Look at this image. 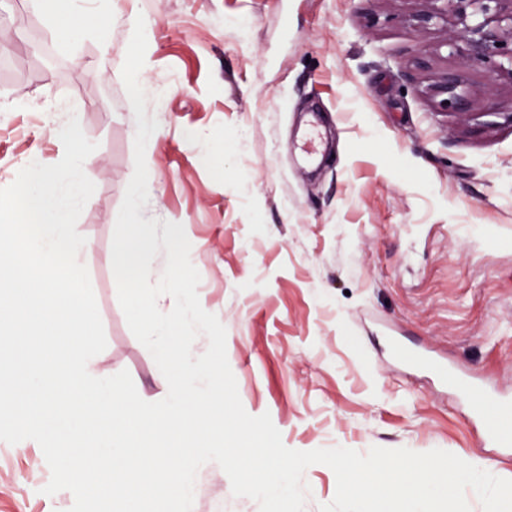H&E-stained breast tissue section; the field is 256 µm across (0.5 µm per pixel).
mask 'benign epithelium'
<instances>
[{"mask_svg":"<svg viewBox=\"0 0 512 512\" xmlns=\"http://www.w3.org/2000/svg\"><path fill=\"white\" fill-rule=\"evenodd\" d=\"M419 6L403 18L410 34L423 37L434 32L443 38L422 48L403 64L404 76L430 74V98L467 121L490 117L480 110L478 95L466 79L469 70L485 76L481 95L491 100L502 81L512 82V0H418ZM456 64L435 68L441 52Z\"/></svg>","mask_w":512,"mask_h":512,"instance_id":"benign-epithelium-1","label":"benign epithelium"}]
</instances>
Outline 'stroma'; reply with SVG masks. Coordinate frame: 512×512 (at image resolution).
Instances as JSON below:
<instances>
[{"label": "stroma", "mask_w": 512, "mask_h": 512, "mask_svg": "<svg viewBox=\"0 0 512 512\" xmlns=\"http://www.w3.org/2000/svg\"><path fill=\"white\" fill-rule=\"evenodd\" d=\"M413 0H112L99 34L63 39L31 0H0V188L32 158L58 163L72 103L96 150L76 228L103 322L102 373L140 397L168 390L128 327L108 263L134 173L136 119L121 70L136 17L152 32L140 80L159 138L142 219L182 224L202 308L224 325L245 410L286 447L442 449L512 477L453 386L376 362L383 338L444 356L512 395V123L475 125L434 105L400 65ZM322 115L328 156L301 166L299 122ZM38 449L0 441V512H68L43 494ZM194 512H259L216 463Z\"/></svg>", "instance_id": "stroma-1"}]
</instances>
